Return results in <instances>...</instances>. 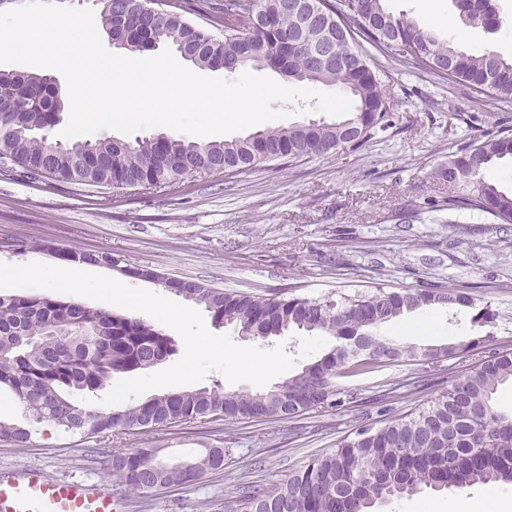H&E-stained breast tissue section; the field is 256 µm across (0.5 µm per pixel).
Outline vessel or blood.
Listing matches in <instances>:
<instances>
[{
    "label": "vessel or blood",
    "mask_w": 512,
    "mask_h": 512,
    "mask_svg": "<svg viewBox=\"0 0 512 512\" xmlns=\"http://www.w3.org/2000/svg\"><path fill=\"white\" fill-rule=\"evenodd\" d=\"M0 512H126L112 491L29 468L0 479Z\"/></svg>",
    "instance_id": "obj_1"
}]
</instances>
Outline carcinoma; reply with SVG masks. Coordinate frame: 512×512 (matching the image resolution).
I'll use <instances>...</instances> for the list:
<instances>
[{
  "instance_id": "obj_1",
  "label": "carcinoma",
  "mask_w": 512,
  "mask_h": 512,
  "mask_svg": "<svg viewBox=\"0 0 512 512\" xmlns=\"http://www.w3.org/2000/svg\"><path fill=\"white\" fill-rule=\"evenodd\" d=\"M101 29L123 40L122 49L144 53L165 42L201 69L233 73L268 67L290 81L336 87L352 99L349 113L334 123L273 126L232 140L193 141L156 134L123 142L52 136L67 95L36 73L0 70V174L106 187L174 188L192 174L251 170L358 146L385 126L387 96L359 41L400 63H414L471 92L512 101V54L472 51L453 36L440 40L428 27L394 15L385 0H158V18L146 0H95ZM465 27L499 29L495 0H454ZM223 32L218 37L212 33ZM512 158V135L472 142L448 156L439 177L458 189L448 209L477 211L512 224V191L487 179L499 160ZM78 259L106 264L124 274L161 282L204 307L218 327L240 336L269 339L303 331L326 334L335 343L318 359L262 392L226 390L220 384L183 389L123 409L96 411L75 391L103 389L115 374L149 369L172 356L174 341L137 318L49 295L0 296V388L23 406L24 418L0 421V439L26 446L41 425L70 435L151 431L205 420H290L327 413L361 400L341 379L378 371L386 364L415 363L426 373L450 358L478 355L448 380V388L411 413L365 425L314 457L283 482L268 486L258 476L236 485L243 512H372L393 499L423 489L512 483V414L500 412L494 396L512 382V348L491 344L497 313L459 288H428L316 298L268 297L226 292L202 282L165 278L110 252ZM468 308L471 326L485 331L466 340L423 347L380 335L390 321L423 308ZM112 470L131 492L146 494L190 485L224 466V449L207 448L193 463L169 464L159 449L112 452Z\"/></svg>"
}]
</instances>
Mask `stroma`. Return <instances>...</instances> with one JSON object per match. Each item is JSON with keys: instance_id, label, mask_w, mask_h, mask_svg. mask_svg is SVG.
I'll use <instances>...</instances> for the list:
<instances>
[{"instance_id": "1", "label": "stroma", "mask_w": 512, "mask_h": 512, "mask_svg": "<svg viewBox=\"0 0 512 512\" xmlns=\"http://www.w3.org/2000/svg\"><path fill=\"white\" fill-rule=\"evenodd\" d=\"M385 5L428 23L440 37L452 32L453 0ZM497 7L502 28L466 29L464 47L512 51V0H497ZM365 53L393 101L385 129L365 143L282 168L195 174L179 189L157 193L0 175V242L34 243L20 255L0 250V262L23 258L59 268L71 266L74 255L106 251L159 276L269 296L452 286L491 304L499 314L494 341L512 346V224L449 209L454 190L436 177L460 147L512 133V102L476 95L373 47ZM380 332L406 344L440 345L470 335L472 326L466 311L427 309ZM463 367L445 362L423 392L411 395L406 386L420 376L419 366L392 363L344 379L360 402L291 420L176 423L82 438L43 430L26 448L0 441V477L37 467L127 494V512H240L235 485L253 466L266 482L279 483L360 426L426 403ZM214 447L225 451L223 468L144 496L126 493L107 464L116 448H157L185 460ZM482 502L512 512V484L429 490L393 500L383 512H469Z\"/></svg>"}]
</instances>
